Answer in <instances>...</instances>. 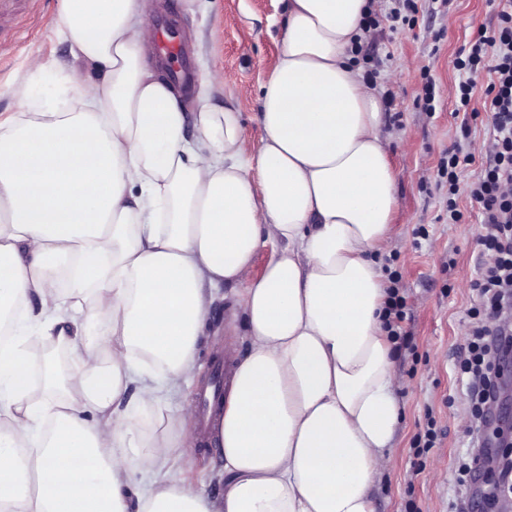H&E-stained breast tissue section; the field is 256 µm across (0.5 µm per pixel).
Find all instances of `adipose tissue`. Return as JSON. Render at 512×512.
Returning a JSON list of instances; mask_svg holds the SVG:
<instances>
[{"label": "adipose tissue", "instance_id": "ef3b65f1", "mask_svg": "<svg viewBox=\"0 0 512 512\" xmlns=\"http://www.w3.org/2000/svg\"><path fill=\"white\" fill-rule=\"evenodd\" d=\"M372 10L287 0L248 154L239 112L187 111L146 56L141 0H60L98 77L60 69L64 111L0 121V512H376L401 380L376 258L390 138L354 62ZM225 286L246 346L204 431L211 496L172 475L191 416L167 406Z\"/></svg>", "mask_w": 512, "mask_h": 512}]
</instances>
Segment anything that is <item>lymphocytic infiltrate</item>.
<instances>
[{"label": "lymphocytic infiltrate", "instance_id": "1", "mask_svg": "<svg viewBox=\"0 0 512 512\" xmlns=\"http://www.w3.org/2000/svg\"><path fill=\"white\" fill-rule=\"evenodd\" d=\"M498 24L480 29L456 67L462 78L456 106L468 112L480 76L489 82L483 108L491 114L489 162L477 172L471 197L479 205L485 233L480 239L484 259L467 310L470 333L457 355L464 395L474 409L486 402L493 381V359L499 344V316L512 311V0H497Z\"/></svg>", "mask_w": 512, "mask_h": 512}]
</instances>
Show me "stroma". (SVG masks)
Masks as SVG:
<instances>
[{"label":"stroma","instance_id":"35a3bbf8","mask_svg":"<svg viewBox=\"0 0 512 512\" xmlns=\"http://www.w3.org/2000/svg\"><path fill=\"white\" fill-rule=\"evenodd\" d=\"M59 0L37 10L30 0L16 7V47L0 59V116L38 111L55 95L56 67L83 70L70 46L53 26ZM152 17L170 15L191 47L196 78L185 95L195 109L201 93L212 104L230 106L242 114L244 148L255 151L263 136L257 120L258 86L272 73L280 51L282 0H145ZM390 0H374L372 28L359 49L358 62L384 102L383 130L391 134L390 162L397 185V208L391 225L392 245L382 260L398 278L406 299V345L393 359L402 385L397 391L401 418L396 448L387 475L377 490V512H448V480L458 465L460 439L470 417L464 388L455 369L456 348L468 334L465 314L470 284L480 266L482 231L478 206L468 185L486 163L480 148L490 129L483 110L486 80H479L470 103L479 115L463 137L461 115L455 111L459 72L456 59L480 27L497 23L494 0H449L433 9L430 0H415V8L390 15ZM45 63L31 78L30 94L14 93L16 76L31 59ZM220 78L208 84L212 63ZM435 88V111H428L427 86ZM461 143L475 161L459 174L456 199L460 218L448 221V180L441 164L448 148ZM233 288L225 287L211 309L209 334L200 342L202 374H210L229 344ZM442 436L434 448L419 453L415 438L429 424ZM421 473H413V464ZM223 462L203 448H189L180 473L197 486L217 494Z\"/></svg>","mask_w":512,"mask_h":512}]
</instances>
